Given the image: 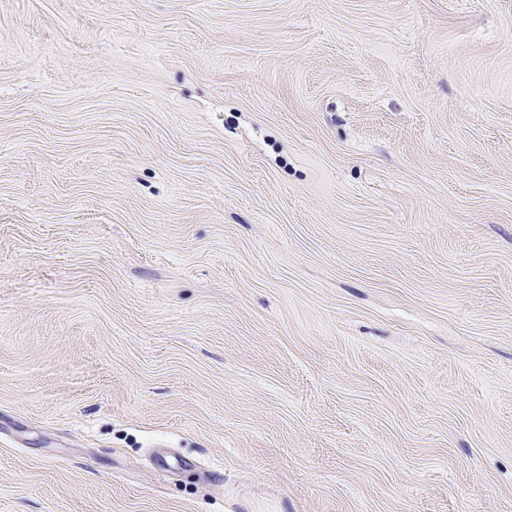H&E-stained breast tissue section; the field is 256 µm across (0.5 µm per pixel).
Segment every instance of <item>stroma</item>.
<instances>
[{"instance_id":"1","label":"stroma","mask_w":512,"mask_h":512,"mask_svg":"<svg viewBox=\"0 0 512 512\" xmlns=\"http://www.w3.org/2000/svg\"><path fill=\"white\" fill-rule=\"evenodd\" d=\"M0 512H512V0H0Z\"/></svg>"}]
</instances>
